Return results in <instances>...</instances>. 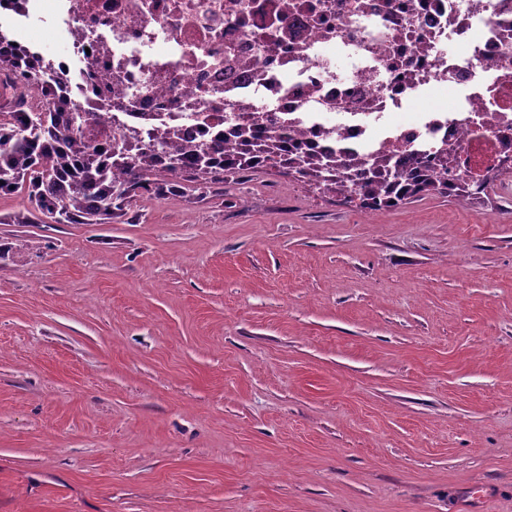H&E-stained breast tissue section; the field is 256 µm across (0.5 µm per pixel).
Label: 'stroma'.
<instances>
[{"instance_id": "stroma-1", "label": "stroma", "mask_w": 512, "mask_h": 512, "mask_svg": "<svg viewBox=\"0 0 512 512\" xmlns=\"http://www.w3.org/2000/svg\"><path fill=\"white\" fill-rule=\"evenodd\" d=\"M0 512H512V170L0 196Z\"/></svg>"}]
</instances>
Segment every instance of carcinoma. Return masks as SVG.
<instances>
[{"label":"carcinoma","instance_id":"carcinoma-1","mask_svg":"<svg viewBox=\"0 0 512 512\" xmlns=\"http://www.w3.org/2000/svg\"><path fill=\"white\" fill-rule=\"evenodd\" d=\"M18 69L37 83V102L26 100V87L12 89L13 110L0 120V195L23 190L35 210L58 224H88L95 216H110L125 200L147 189L150 179L167 176L173 193L189 185L205 186L224 180V172L282 168L295 173L322 193L359 207L387 210L420 194H448V151H434L435 164L419 163L401 171L385 159L354 164L350 176L331 155L306 153L292 157L283 138L258 134L264 115H252L236 128L230 150L208 143L190 144L163 136L152 144L139 143L136 132L108 145H92L75 131L81 121L78 105L45 58L29 54L22 44L0 31V69Z\"/></svg>","mask_w":512,"mask_h":512}]
</instances>
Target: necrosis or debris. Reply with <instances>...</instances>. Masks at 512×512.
<instances>
[{
  "instance_id": "necrosis-or-debris-1",
  "label": "necrosis or debris",
  "mask_w": 512,
  "mask_h": 512,
  "mask_svg": "<svg viewBox=\"0 0 512 512\" xmlns=\"http://www.w3.org/2000/svg\"><path fill=\"white\" fill-rule=\"evenodd\" d=\"M24 17L64 44L48 59L73 100L98 102L92 144L231 146L238 104L292 152L406 170L445 147L455 187L512 159V0H27ZM436 86L448 111L421 105Z\"/></svg>"
}]
</instances>
